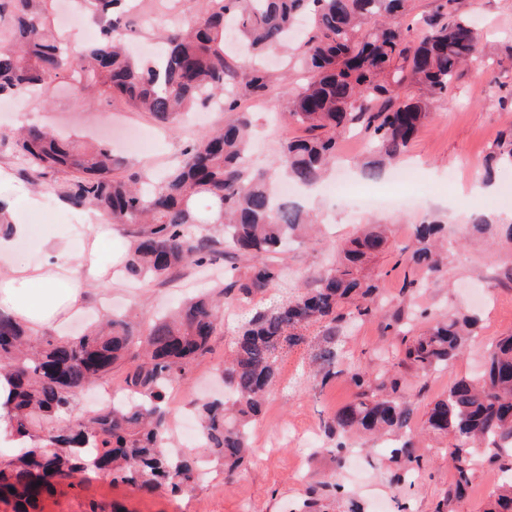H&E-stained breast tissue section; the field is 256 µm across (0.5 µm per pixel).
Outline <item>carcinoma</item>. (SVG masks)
<instances>
[{
    "label": "carcinoma",
    "instance_id": "carcinoma-1",
    "mask_svg": "<svg viewBox=\"0 0 512 512\" xmlns=\"http://www.w3.org/2000/svg\"><path fill=\"white\" fill-rule=\"evenodd\" d=\"M129 2L82 0L100 34L72 55L48 36L49 0H0V97L27 98L63 75L73 81L77 99L96 86L174 132L184 116L218 97L229 117L224 127L196 136L181 164L142 183L114 175L123 162L105 146L80 147L37 127L0 142L7 141L30 182L73 208L96 209L109 224L133 226L124 264L129 278L164 283L184 268H204L214 256L231 254L251 264L224 281V297L244 302L281 291L275 304L240 327L224 361L221 378L231 407L218 399L196 405L202 446L225 473L231 476L247 462L251 428L284 357L314 329L323 343L315 358L325 368L322 381L343 374L355 389L353 402L323 422L326 436L360 430L400 436L392 449L394 478H408L422 467L414 436L406 433L411 408L402 391L408 372L427 373L462 353L479 318L440 313L423 333L411 335L405 327L417 314L399 308L383 325L401 337L398 360L380 353L378 366L350 361L336 369L346 325L381 311L379 285L364 265L385 250L387 237L374 227L336 244L337 260L314 287H288L283 267L269 255L316 218L297 204H274L265 174L249 167L251 119L240 111V101L267 98L274 74L264 56L288 45L297 23L307 20L297 63L309 76L289 93L288 117L308 136L282 142L277 167L290 182L312 187L335 161L339 137L354 130L365 148L361 174L379 178L408 152L431 103L448 93L461 68L484 60L483 36L462 11L463 0H437L433 12L419 20L426 34L416 44L404 23L410 0H203L187 23L169 31L151 66L121 46L115 15ZM411 87L421 94L408 95ZM501 166L512 167V130L484 157L482 181L492 182ZM209 224L224 225V241L207 232ZM467 230L479 237L503 232L512 240V224L499 226L483 213L470 216ZM447 235L437 220L416 225L412 244L403 249L412 270L404 277L405 293L414 295L442 272L445 248L454 247ZM221 325L219 306L209 296L183 302L170 318L152 320L143 338L124 317L68 340L34 335L0 313V372L12 381L7 432L20 448L0 461V502L13 512H33L58 483L91 468L107 469L113 481L147 493L196 485L203 476L199 460L162 449L168 433L163 401L168 388L209 352ZM124 363L132 399L75 424L67 421L86 386ZM425 428L454 437L446 448L454 480L435 512H452L453 501L471 489L477 442L490 447L489 461L500 463L502 472L484 512H512V335L487 349L477 378L457 381L432 402Z\"/></svg>",
    "mask_w": 512,
    "mask_h": 512
}]
</instances>
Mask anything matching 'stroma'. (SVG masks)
Masks as SVG:
<instances>
[{
  "instance_id": "1",
  "label": "stroma",
  "mask_w": 512,
  "mask_h": 512,
  "mask_svg": "<svg viewBox=\"0 0 512 512\" xmlns=\"http://www.w3.org/2000/svg\"><path fill=\"white\" fill-rule=\"evenodd\" d=\"M474 12L483 34L487 58L484 63L461 70L447 95L430 106V116L412 143L407 164L420 173L404 191L398 206H382L358 211L359 195L354 187L364 178L355 167L362 154L360 142L341 137L340 162L331 171L329 183H340L339 192L326 194L324 187L313 192H299L294 203L317 214L320 234L277 254L289 281L309 288L327 265L334 243L352 237L371 224L387 228L388 248L371 259L367 273L378 279L384 311L392 313L406 305L407 294L401 290L404 264L400 249L406 245L416 224L438 220L448 225L468 223L472 213L481 212L501 223L512 220V168L501 169L494 189L476 194L471 190L478 180L483 156L501 133L512 127V0H475ZM295 47L279 50L272 65L283 77L266 102L243 100L244 111L254 122L250 162L266 172L271 184H281L275 165L280 143L304 136L302 126L278 120L287 109L286 87L304 80L294 63ZM223 113H204L196 126L180 132L158 128L146 113L136 111L116 99L106 106L81 105L65 79H55L44 95L15 105L0 100V134L22 124H37L63 129L85 146L95 145L97 133H109L113 122L159 130L156 141L147 143L142 155L127 157L120 170L128 177L148 169L163 173L181 159L191 136L204 133L222 123ZM0 169L9 172V182L0 183V196L8 198L13 218L27 214V197L33 189L17 173L18 166L6 148H0ZM108 249L94 253L96 260L112 268L111 286L94 285L85 294L87 312L63 328H49V335L76 332L83 320L124 311L135 320L150 322L153 315L177 304L198 291L215 289L231 265L230 258L218 257L208 269H188L173 281L160 284L145 281L130 283L121 271L112 267L114 259L124 258L131 243L130 226L112 227ZM512 267V242L494 246L482 239L461 235L460 244L448 255V264L437 281L422 289L417 303L435 313H479V335L464 352L438 370L414 374L403 394L411 407L410 425L421 429L430 403L454 382L480 370L489 345L498 337L512 333V281H482L483 273ZM256 310L252 304H234L224 315L223 326L214 336L211 349L197 360L180 386L166 395L171 419L180 413H192L194 402L213 388L212 380L219 365L231 350V340L238 325ZM382 316L355 324L344 347L346 357L376 363V353L385 348L396 352L400 337L384 334ZM319 347L317 336L290 352L281 365L280 375L271 387L263 414L251 434L254 452L246 468L234 477L224 475L220 463H212L206 479L197 487L173 495L167 492L142 494L130 486L113 482L111 475L99 471L74 474L61 483L56 494L44 498L41 512H295L310 484L325 480L319 489L320 512H348L349 502H357L361 512H376L378 499H385L388 512H434L435 505L452 481L453 465L446 454L448 438L431 435L420 443L417 452L423 468L411 481L395 483L397 465L382 441L369 437L350 438L355 461L336 465L330 456L306 448L307 438L327 444L322 429L324 419L351 402L355 390L348 380L336 377L322 381L313 357Z\"/></svg>"
}]
</instances>
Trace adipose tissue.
I'll list each match as a JSON object with an SVG mask.
<instances>
[{
  "label": "adipose tissue",
  "instance_id": "adipose-tissue-1",
  "mask_svg": "<svg viewBox=\"0 0 512 512\" xmlns=\"http://www.w3.org/2000/svg\"><path fill=\"white\" fill-rule=\"evenodd\" d=\"M23 243L42 251L40 264L21 259ZM108 277V271L92 258L71 253L61 225L16 221L10 234L0 235V313L32 331L83 315V283Z\"/></svg>",
  "mask_w": 512,
  "mask_h": 512
}]
</instances>
